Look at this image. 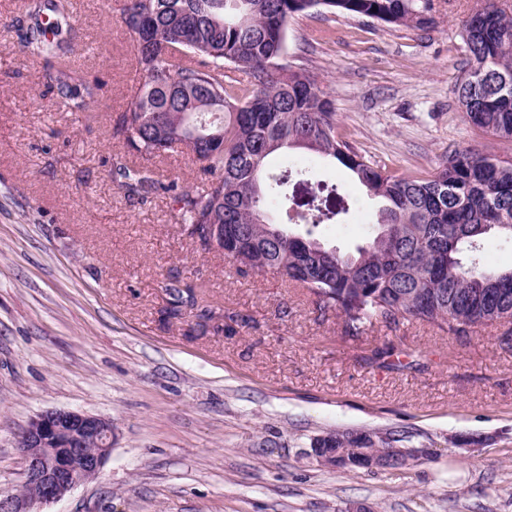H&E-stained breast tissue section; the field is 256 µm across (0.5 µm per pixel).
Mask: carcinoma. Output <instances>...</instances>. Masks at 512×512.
<instances>
[{"mask_svg": "<svg viewBox=\"0 0 512 512\" xmlns=\"http://www.w3.org/2000/svg\"><path fill=\"white\" fill-rule=\"evenodd\" d=\"M323 7L396 26L423 28L430 0H128L122 21L145 80L114 136L139 155L194 147L201 189L174 196L175 223L201 246L224 226L225 257L297 282L346 318L355 335L374 320L409 317L458 336L474 326L512 323V268L487 272L476 257L490 233L512 238V161L466 149L426 179L386 172L336 138L335 112L317 79L279 63L288 20ZM20 44L49 70L59 106L87 112L101 84L68 65L73 0H25ZM467 65L456 93L476 128L512 141V13L492 0L463 24ZM303 149L329 156L383 203L366 245L353 254L321 244L317 230L347 214V202L322 180L269 158ZM113 181L146 198L173 186L125 163ZM285 213L275 223L271 211ZM470 252V265L461 254ZM169 317L209 318L194 289L168 287Z\"/></svg>", "mask_w": 512, "mask_h": 512, "instance_id": "cac0c4a2", "label": "carcinoma"}]
</instances>
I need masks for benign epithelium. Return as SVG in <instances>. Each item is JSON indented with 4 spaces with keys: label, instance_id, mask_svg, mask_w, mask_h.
<instances>
[{
    "label": "benign epithelium",
    "instance_id": "7a95c632",
    "mask_svg": "<svg viewBox=\"0 0 512 512\" xmlns=\"http://www.w3.org/2000/svg\"><path fill=\"white\" fill-rule=\"evenodd\" d=\"M358 434L334 432L320 436L329 443L339 442L350 456L327 454L318 458L327 468H340L351 462L367 470L385 467L390 455L406 461L410 455L399 448L370 453L352 447ZM112 421L83 411L50 409L34 417L24 429L20 446L25 457L20 494L0 498V512H42L40 507L59 500L81 482L95 478L112 451Z\"/></svg>",
    "mask_w": 512,
    "mask_h": 512
}]
</instances>
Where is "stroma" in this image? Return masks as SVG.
Returning a JSON list of instances; mask_svg holds the SVG:
<instances>
[{
	"label": "stroma",
	"mask_w": 512,
	"mask_h": 512,
	"mask_svg": "<svg viewBox=\"0 0 512 512\" xmlns=\"http://www.w3.org/2000/svg\"><path fill=\"white\" fill-rule=\"evenodd\" d=\"M123 4L77 0L70 62L104 85L75 113L21 50L23 0H0V496L22 486L29 421L64 408L110 419L115 442L99 476L45 512H512V323L455 338L409 318L349 335L306 289L202 249L167 195L143 201L113 183L117 161L186 188L207 180L183 147L145 161L113 135L144 81ZM484 5L431 0L422 29L297 15L282 61L318 79L338 138L388 171L426 178L466 148L510 161L512 141L469 124L455 95L463 23ZM272 163L350 200L325 243H366L381 204L348 171L304 150ZM176 281L213 311L192 340L193 312L165 314ZM387 343L401 367L377 356ZM330 431L392 432L441 454L328 469L308 451Z\"/></svg>",
	"instance_id": "1"
}]
</instances>
